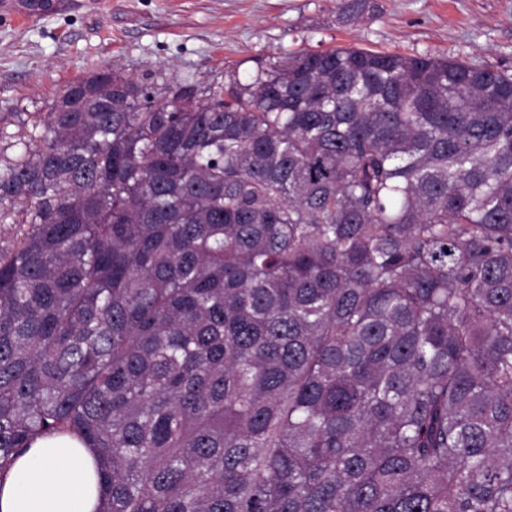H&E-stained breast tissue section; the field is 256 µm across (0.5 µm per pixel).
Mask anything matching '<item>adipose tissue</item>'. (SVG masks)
Masks as SVG:
<instances>
[{"label": "adipose tissue", "instance_id": "adipose-tissue-1", "mask_svg": "<svg viewBox=\"0 0 512 512\" xmlns=\"http://www.w3.org/2000/svg\"><path fill=\"white\" fill-rule=\"evenodd\" d=\"M93 449L77 436L37 438L0 475V512H98Z\"/></svg>", "mask_w": 512, "mask_h": 512}]
</instances>
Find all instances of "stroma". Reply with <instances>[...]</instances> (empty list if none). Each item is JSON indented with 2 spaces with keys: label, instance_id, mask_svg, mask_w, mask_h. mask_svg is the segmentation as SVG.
Segmentation results:
<instances>
[{
  "label": "stroma",
  "instance_id": "obj_1",
  "mask_svg": "<svg viewBox=\"0 0 512 512\" xmlns=\"http://www.w3.org/2000/svg\"><path fill=\"white\" fill-rule=\"evenodd\" d=\"M336 0H65L30 23L0 12V158L66 85L114 69L163 88L247 77L308 50L433 54L512 73V0H370L358 21Z\"/></svg>",
  "mask_w": 512,
  "mask_h": 512
}]
</instances>
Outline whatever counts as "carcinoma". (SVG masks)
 Here are the masks:
<instances>
[{
    "instance_id": "cac0c4a2",
    "label": "carcinoma",
    "mask_w": 512,
    "mask_h": 512,
    "mask_svg": "<svg viewBox=\"0 0 512 512\" xmlns=\"http://www.w3.org/2000/svg\"><path fill=\"white\" fill-rule=\"evenodd\" d=\"M65 91L0 167V474L73 432L99 512H512V75Z\"/></svg>"
}]
</instances>
